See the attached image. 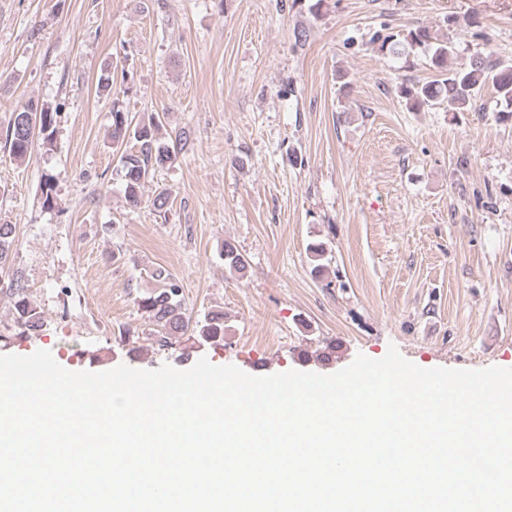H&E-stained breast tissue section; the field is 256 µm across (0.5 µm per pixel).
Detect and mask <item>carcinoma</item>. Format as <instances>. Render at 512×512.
<instances>
[{"label": "carcinoma", "instance_id": "1", "mask_svg": "<svg viewBox=\"0 0 512 512\" xmlns=\"http://www.w3.org/2000/svg\"><path fill=\"white\" fill-rule=\"evenodd\" d=\"M372 43L378 52L405 58L415 57L421 51H432L430 61L438 70V78L411 87L400 88L410 110L441 103L450 112H469L476 107L483 89L490 85L497 95L500 113L512 118V62L491 59L476 52L468 60L455 66L448 65L455 47L450 39H438L424 26L397 34H376ZM57 113L45 105L30 102L12 113L7 130L10 153L17 160L27 156L33 144V133L42 136L43 143H53ZM163 127L159 113L139 120L132 118L120 106L118 97L112 99V147L120 152V172L124 196L128 205H140L144 184L151 172L172 164L175 159L171 147L159 135ZM15 228L0 224V263L6 259L12 245ZM224 267L231 272L245 274L247 264L236 246L224 241L220 252ZM151 276L158 286L136 298L138 309L146 315L151 326L150 336L160 348L171 345V337L192 331L212 343L224 339V312L210 310L195 323L187 315L182 281L172 272L157 268ZM14 299V327L23 336L40 330L42 312L30 301L25 282L16 278L10 284Z\"/></svg>", "mask_w": 512, "mask_h": 512}]
</instances>
